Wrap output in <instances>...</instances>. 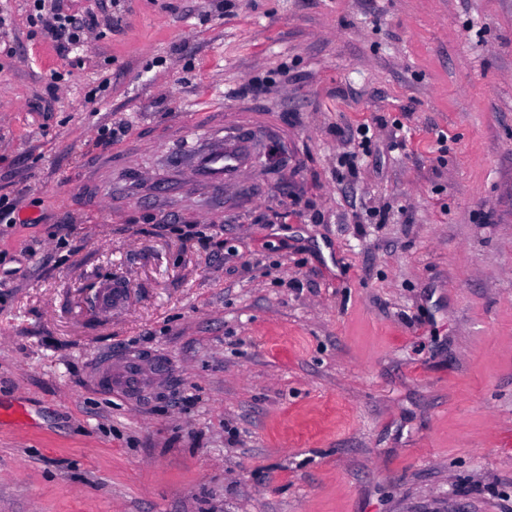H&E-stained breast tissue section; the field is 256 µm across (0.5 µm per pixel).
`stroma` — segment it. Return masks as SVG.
<instances>
[{"label":"stroma","instance_id":"1","mask_svg":"<svg viewBox=\"0 0 512 512\" xmlns=\"http://www.w3.org/2000/svg\"><path fill=\"white\" fill-rule=\"evenodd\" d=\"M64 2L82 50L7 0L0 55V512H512V0ZM213 106L288 167L210 220L151 188ZM133 148L115 221L82 176ZM134 367L125 365L123 368L112 371V366L108 369L107 382L110 388L126 389L132 387L134 382L140 378L141 375H146L143 367L140 364L133 363Z\"/></svg>","mask_w":512,"mask_h":512}]
</instances>
